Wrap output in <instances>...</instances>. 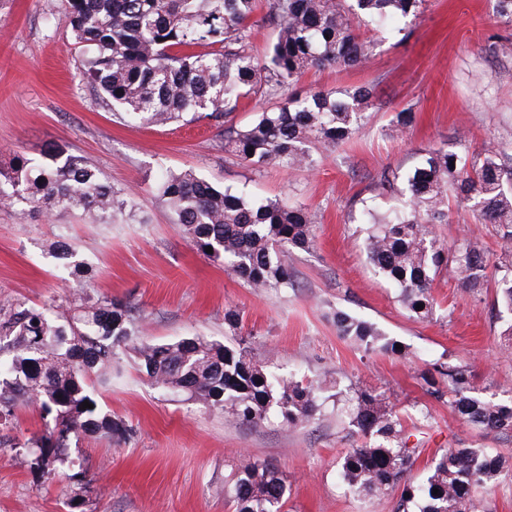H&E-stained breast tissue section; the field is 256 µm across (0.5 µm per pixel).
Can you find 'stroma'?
Instances as JSON below:
<instances>
[{
  "label": "stroma",
  "mask_w": 512,
  "mask_h": 512,
  "mask_svg": "<svg viewBox=\"0 0 512 512\" xmlns=\"http://www.w3.org/2000/svg\"><path fill=\"white\" fill-rule=\"evenodd\" d=\"M44 2L0 0V163L19 149L62 148L96 166L113 187L134 193L136 214L118 212L111 223L94 224L77 214L50 220L22 202L0 206V310L73 296L49 250L62 239L88 264V297L127 303L149 341H242L284 375L328 372L344 389L383 387L416 450L413 481H422L435 452L446 448L512 457V434L483 435L419 383L429 364L465 362L477 388L498 401L512 399V355L502 352L503 321L492 292L467 293L444 272L433 283L441 303L433 319H410L368 264L362 218L351 207L357 198L381 213L400 207L399 194L378 188V175L407 171L431 147L453 150L463 140L476 152L493 145L512 154V54L488 49L492 35L512 37V26L492 24L493 0H426L417 17L372 31L377 45L367 63L305 74L302 90L371 86L376 93L362 129L340 147L322 149L313 171L245 165L203 122L146 128L117 119L84 78V49L48 19ZM404 109L414 122L398 137L390 120ZM163 169L308 207L314 239L290 254L292 286L255 290L197 251L156 194ZM436 233L448 245L466 234L499 251L492 227L460 210ZM230 309L242 318L239 328L224 322ZM339 310L374 323L405 347V356L367 351L338 336L332 316ZM117 363L111 384L98 386V400L127 431L72 438L66 454L80 464L79 474H42L25 454L23 443L43 428L35 410H19L0 426V512H234L224 484L233 470L258 460L284 476L282 512H397L399 492L369 500L342 483L337 462L364 438L332 401L305 427L272 412L246 425L231 411L153 389L132 350L120 351ZM425 411L432 417L424 422Z\"/></svg>",
  "instance_id": "stroma-1"
}]
</instances>
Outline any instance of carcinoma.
Listing matches in <instances>:
<instances>
[{
	"instance_id": "1",
	"label": "carcinoma",
	"mask_w": 512,
	"mask_h": 512,
	"mask_svg": "<svg viewBox=\"0 0 512 512\" xmlns=\"http://www.w3.org/2000/svg\"><path fill=\"white\" fill-rule=\"evenodd\" d=\"M257 2L57 0L52 10L75 43L87 48L85 75L113 114L148 126L205 119L248 165L313 169L320 162L316 146L335 147L363 126L374 89L291 93L243 130L224 123L244 100L258 93L277 96L311 69L360 64L373 52L361 24L415 17L424 0H267L264 19L279 32L263 63L247 50ZM378 186L401 187L406 209L380 214L363 205L366 255L375 273L397 289L409 316L425 321L435 315L439 303L432 284L444 270L468 292L494 289L493 305L512 316L511 155L496 147L473 155L467 148L432 147L407 173L382 172ZM157 190L199 251L212 247L210 257L254 288L292 285L288 254L313 241L307 207L258 202L190 171L161 173ZM20 200L47 218L81 213L100 224L112 223L117 210L135 207L131 195L112 188L94 166L55 148L39 159L18 150L9 171L0 170V205ZM452 201L467 206L476 223L494 226L497 259L466 235L450 247L440 243L434 225L448 223ZM51 253L72 287H88L86 262L74 249L59 240ZM334 320L340 336L368 351L402 353L396 340L362 318L338 311ZM2 342L11 356L0 359V425L13 420L20 406L38 410L45 429L23 448L49 475L67 463L71 438L121 431L102 412L95 381L112 380L122 347L133 348L139 371L157 388L206 408H229L246 423L274 410L290 426L307 424L328 392L321 381L271 371L240 342L144 341L128 306L112 299L66 308L19 304L0 315ZM420 379L427 393L448 399V407L473 428L512 433V402L480 392L469 365L436 364ZM330 397L350 426L375 441L347 449L339 460L344 483L370 500L399 488L404 501H417V512H487L486 496L512 480V462L481 448H451L435 455L425 482L416 485L408 478L415 449L407 446L409 436L385 391L358 386ZM84 401L93 408H82ZM285 492L270 463L255 462L233 474L235 512H280Z\"/></svg>"
}]
</instances>
